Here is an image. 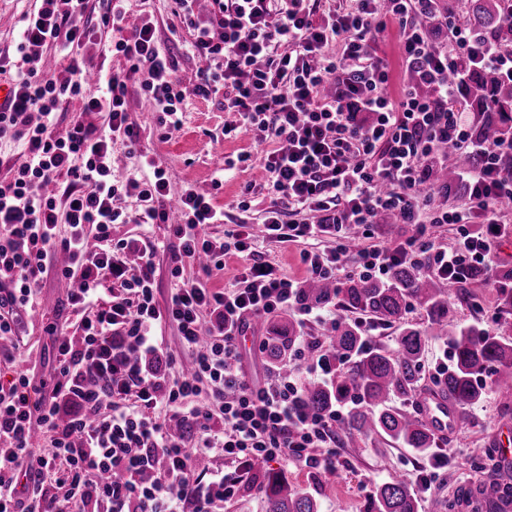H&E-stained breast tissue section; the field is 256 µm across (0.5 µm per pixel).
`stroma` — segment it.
Here are the masks:
<instances>
[{
	"label": "stroma",
	"mask_w": 512,
	"mask_h": 512,
	"mask_svg": "<svg viewBox=\"0 0 512 512\" xmlns=\"http://www.w3.org/2000/svg\"><path fill=\"white\" fill-rule=\"evenodd\" d=\"M36 5V0H0V66L10 67L14 61L22 15L34 10ZM128 9L131 18L151 19L159 48L177 62L178 74L186 84L204 78L206 65L190 51L191 37L174 15L172 0H130ZM371 48L388 63L391 76L388 93L399 96L405 64L397 25L387 24ZM127 108L130 120L141 127L143 138L135 149L122 144L113 146L115 175L138 172L145 159L150 158L166 169L172 195H179L188 185L204 192L216 191L217 201L224 207V221L210 225L209 235L220 238L236 225H250L258 233L255 240L258 258L290 279L306 281L299 257L300 245L280 243L259 234L264 212L270 204L268 192L261 185L260 162L266 151L274 149V142L258 143L249 135L226 132L233 115L225 111L224 95L220 92L194 99L183 114L181 130L168 140L159 139L154 102L144 94L138 80L128 83ZM243 153L251 154L253 167L226 170V161ZM217 177L223 180L218 189L212 186ZM249 182L255 183L256 188L253 194L242 196L241 190ZM242 197L248 202L244 210L237 207ZM112 236L158 242L159 248L152 256L154 293L157 305L165 306L175 280L171 275V252L161 246L168 237L164 225L116 224ZM446 292L460 323L474 324L490 335L512 339V281H505L500 288H488L479 278L465 284H447ZM37 298L36 312L28 320L23 353L13 367L0 364V377L10 378L15 370L26 372L33 386L45 394L51 388L57 364L54 339L47 327L54 323L64 328L73 325L77 317L68 306L54 273L44 274ZM508 432L512 433V387L487 391L483 401L468 408L455 436L443 441L448 464L435 471L429 490L420 493L422 504L435 499L454 501L471 488L512 486V465L496 467L489 459L497 436ZM336 446L335 470L312 474L288 461L268 464L266 472L278 474L290 486L312 494L318 512H369L376 485L399 473L417 477L419 470L428 466L427 455L375 436L360 440L355 448L340 438Z\"/></svg>",
	"instance_id": "obj_1"
}]
</instances>
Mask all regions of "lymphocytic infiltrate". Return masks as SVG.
I'll return each mask as SVG.
<instances>
[{
	"mask_svg": "<svg viewBox=\"0 0 512 512\" xmlns=\"http://www.w3.org/2000/svg\"><path fill=\"white\" fill-rule=\"evenodd\" d=\"M39 2L22 18L10 76L15 100L0 112V140L21 142L25 156L11 179L0 180V337L13 339L0 356L15 360L55 252L66 256L57 276L70 283L67 301L80 319L69 332L48 328L58 359L51 395L32 398L23 373L0 385V512H183L187 505L214 512L240 492L241 475L255 462L291 459L316 473L335 469L336 430L348 406L318 415L300 406L305 378L336 375L322 340L299 342L308 359L305 376L281 372L261 386L243 371L239 342L250 320L294 308L304 321L319 322L324 310L300 305L298 282L255 259L250 231L221 241L207 234L208 225L224 221L211 195L185 187L181 221L173 225L163 168L114 178L113 144L140 139L128 117V83L142 76L166 139L181 129L191 97L226 88L224 109L236 114V128L276 143L263 159L271 193L264 233L301 244L309 277L332 280L345 269L361 280H383L396 266L412 264L459 284L480 271L494 288L499 244L511 232L500 223L498 206L512 202V169L503 164L512 142L473 140L461 83L471 68L486 66L512 84V53L502 51L496 36L474 35L457 17L437 18L433 0H354L320 22L317 0H211L204 22L199 0H173L192 52L207 65L203 82L186 88L144 18L131 36L111 42L125 67L108 77L105 93L94 94L85 87V61H73L63 77L31 66L45 46L71 51L91 37L89 0ZM391 21L400 30L408 75L396 98L386 92V61L369 50ZM429 22L446 30L445 50L427 40ZM332 41L342 47L333 57L325 52ZM67 95L80 98L84 111L107 113L106 127L76 121L58 132L57 105ZM448 146L483 160L466 174V211L434 204L429 169ZM123 196L136 197L140 208L119 210L114 202ZM301 211L318 213L317 223L294 220ZM382 212L396 213L413 233L360 249L346 265L351 228L372 238ZM165 223L177 240V282L161 309L154 298V245L113 239L112 227ZM61 224L69 225L68 236H58ZM435 224L456 225L457 242H437L429 232ZM319 237L332 240V248L304 249ZM230 254L244 261L239 288L211 287L209 274L223 269ZM187 261L201 263L203 276L182 279ZM207 314L212 322H204ZM165 324L176 326L193 356L191 372L175 380L143 364L161 352L156 330ZM175 422L194 427L190 443L197 450L236 462L238 475L195 473L190 443L171 431ZM38 431L50 449L36 456L30 442ZM46 475L57 493L45 490Z\"/></svg>",
	"mask_w": 512,
	"mask_h": 512,
	"instance_id": "lymphocytic-infiltrate-1",
	"label": "lymphocytic infiltrate"
}]
</instances>
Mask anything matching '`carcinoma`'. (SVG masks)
<instances>
[{"mask_svg":"<svg viewBox=\"0 0 512 512\" xmlns=\"http://www.w3.org/2000/svg\"><path fill=\"white\" fill-rule=\"evenodd\" d=\"M465 8L466 22L475 35L495 34L501 47L512 48V27L507 26L504 0H465ZM468 89L477 96L480 112L475 136L481 140L508 137L512 126L505 115L512 112V86L494 70L482 68L472 71ZM479 165L476 155L459 156L447 168L433 166L430 176L452 193L459 190L458 170ZM299 300L317 306L336 300L352 313L397 327L395 347L365 349L356 321L337 320L325 345L326 353L338 363L336 382L331 386L309 383L303 390L302 404L311 413H324L335 403H353L340 426V432L351 443L380 435L422 453L433 447L434 434L417 414L392 405L394 396L417 397L425 346L431 336L450 339L453 364L441 386L459 410L482 400L485 387L478 383L480 377L489 375L498 386L512 382V342L475 327L459 326L442 282L415 266L395 268L384 282L358 279L335 285L327 279H311L301 287ZM415 305L425 311L427 325L406 321L409 309ZM296 343L294 326L288 319L282 318L271 326L267 352L277 368H288V356ZM348 356L351 360L346 363ZM264 494L266 512H318L311 494L289 486L275 474L269 475ZM420 507L410 480L401 476L378 484L371 500L372 512H419Z\"/></svg>","mask_w":512,"mask_h":512,"instance_id":"cac0c4a2","label":"carcinoma"}]
</instances>
